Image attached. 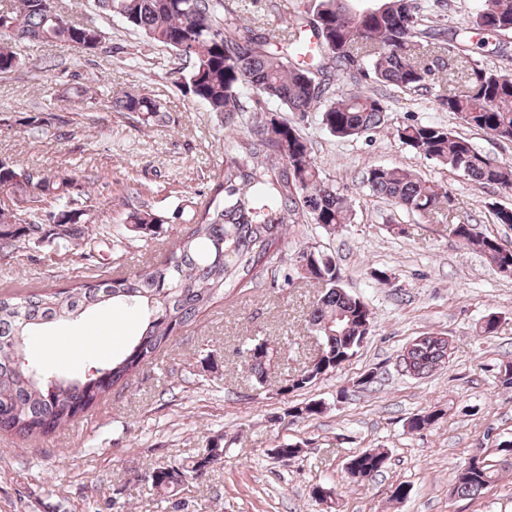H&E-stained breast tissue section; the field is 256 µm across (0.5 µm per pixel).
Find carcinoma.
I'll return each mask as SVG.
<instances>
[{"mask_svg":"<svg viewBox=\"0 0 512 512\" xmlns=\"http://www.w3.org/2000/svg\"><path fill=\"white\" fill-rule=\"evenodd\" d=\"M46 0H7L0 4V73L17 70L22 60L11 42L28 39L48 46L93 54L101 44L95 28L78 21L62 24ZM99 9L130 29L192 63L185 78L191 95L214 113L222 128L246 126L238 137L224 140V163L214 181L213 196L188 224L158 263L139 271L102 280H87L62 291L36 290L26 294L0 292V431L28 439L45 436L77 420L112 386L152 363L170 344L175 330L193 324L218 298L246 286L258 276L274 251L285 241L290 224H315L334 233L351 223L350 205L322 176L313 148L300 129L267 112L245 115V98L258 96L286 112H317L321 125L340 139L361 137L386 126L415 155L461 172L478 185H495L512 192V165L481 152L473 142L434 123L391 125L386 103L359 88L338 87L336 74L357 71L402 92L427 90L437 82L445 63L436 52L444 49L466 64L464 89L437 97L440 106L466 125L499 140L512 142V72L492 70L470 55L466 41L474 36L512 34V0H483L468 17L464 31L448 32L421 9L419 0H376L375 12L360 9L355 0H307L293 8L297 33L276 46L274 29L262 36L228 10L224 0H97ZM111 106L147 126L163 119L161 106L145 94L125 93ZM27 170L0 161V197L13 205L38 195L54 202L63 234L55 240L66 251L97 238L123 250L131 238L154 240L165 224L163 216L143 203L121 222L107 227L91 220L77 204L75 180L66 170L41 172L30 181ZM363 184L372 195L427 222L453 211L455 198L442 185L420 173L398 167L372 166ZM51 226L34 211L0 206V253L21 244H38ZM459 242L490 258L494 271L512 270V251L498 238L474 224H454ZM300 263L283 271L285 284L294 276L314 280L323 292L308 313V323L323 344L316 365L284 375V390L302 389L336 369L360 348L372 327V313L343 287L333 256L312 246L297 253ZM112 305L134 310L141 331L127 352L98 369L99 376L67 379L44 366L34 373L24 364L29 337L64 320H77ZM449 341L428 334L407 352L411 371L422 377L449 357ZM258 384L280 358L269 342L254 338L241 350ZM438 414L414 415L409 429L432 426ZM506 449L484 454L481 465L460 470L454 490L474 498L499 478L512 461ZM224 458L221 439L212 440L190 464L159 467L151 489L166 495L171 512L174 499L189 478ZM361 477L375 476L388 456L365 451L353 456Z\"/></svg>","mask_w":512,"mask_h":512,"instance_id":"obj_1","label":"carcinoma"}]
</instances>
